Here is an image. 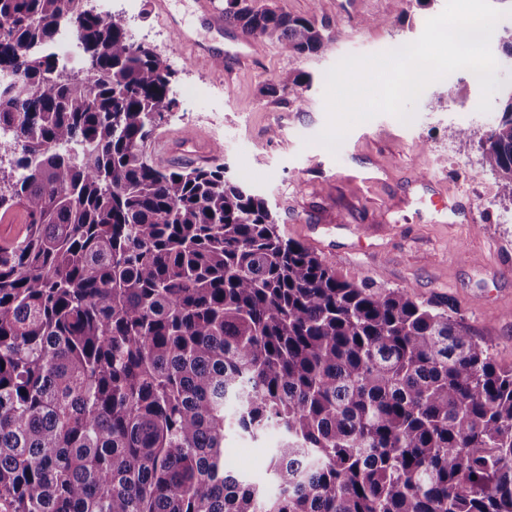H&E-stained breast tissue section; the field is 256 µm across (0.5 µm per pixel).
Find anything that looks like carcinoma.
I'll return each mask as SVG.
<instances>
[{
    "label": "carcinoma",
    "mask_w": 512,
    "mask_h": 512,
    "mask_svg": "<svg viewBox=\"0 0 512 512\" xmlns=\"http://www.w3.org/2000/svg\"><path fill=\"white\" fill-rule=\"evenodd\" d=\"M224 24L292 55L343 32L254 0ZM0 73V213L24 215L0 242V512H512V368L284 237L224 166L148 164L174 72L124 18L0 0ZM481 150L512 194V96ZM231 428L283 432L276 495L224 468Z\"/></svg>",
    "instance_id": "obj_1"
}]
</instances>
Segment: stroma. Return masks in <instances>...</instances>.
I'll list each match as a JSON object with an SVG mask.
<instances>
[{
	"label": "stroma",
	"instance_id": "1",
	"mask_svg": "<svg viewBox=\"0 0 512 512\" xmlns=\"http://www.w3.org/2000/svg\"><path fill=\"white\" fill-rule=\"evenodd\" d=\"M261 2L343 33L325 52L303 56L259 40L251 59L221 74L193 61L191 43L223 42L233 29L219 34L202 25L196 0L170 3L187 43L152 0L129 18L135 41L152 45L176 72V105L146 145L148 162L167 165L159 139L197 135L206 158H183L180 166L226 165L265 199L288 238L353 281L409 289L455 317L496 364L512 367V197L485 169L479 149L499 116L501 94L489 112H479V83L470 70H458L425 88L411 123L378 115L354 126L334 154L313 142L326 124L327 70L348 55L415 41L446 0H412L401 20L392 0ZM300 72L312 84L294 102L283 86ZM462 128L470 135L465 143L456 137ZM280 441L276 430L255 440L229 431L224 463L275 494L266 460Z\"/></svg>",
	"mask_w": 512,
	"mask_h": 512
}]
</instances>
